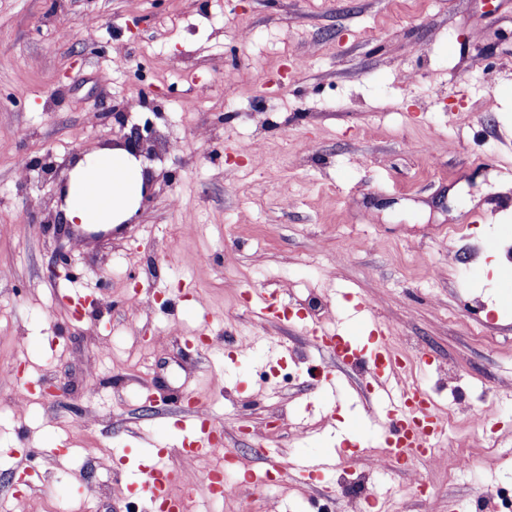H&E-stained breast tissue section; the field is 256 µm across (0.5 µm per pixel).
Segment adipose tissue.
Instances as JSON below:
<instances>
[{"label": "adipose tissue", "mask_w": 512, "mask_h": 512, "mask_svg": "<svg viewBox=\"0 0 512 512\" xmlns=\"http://www.w3.org/2000/svg\"><path fill=\"white\" fill-rule=\"evenodd\" d=\"M143 182L142 168L126 149H98L72 167L64 216L72 224L123 223L140 206Z\"/></svg>", "instance_id": "ef3b65f1"}]
</instances>
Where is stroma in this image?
Listing matches in <instances>:
<instances>
[{"label":"stroma","mask_w":512,"mask_h":512,"mask_svg":"<svg viewBox=\"0 0 512 512\" xmlns=\"http://www.w3.org/2000/svg\"><path fill=\"white\" fill-rule=\"evenodd\" d=\"M116 112L156 133L155 193L109 236L57 233L53 189L111 146ZM511 247L512 0H0V366L60 388L0 420V500L147 512L157 470L205 489L216 457L180 450L202 404L246 470L324 464L252 512H348L337 484L381 442L358 375L336 403L309 386L314 295L316 326L353 327L361 300L433 356L415 375L474 460L368 473L377 512H475L480 488L512 487ZM261 337L295 357L224 347ZM486 400L478 444L463 426Z\"/></svg>","instance_id":"stroma-1"}]
</instances>
